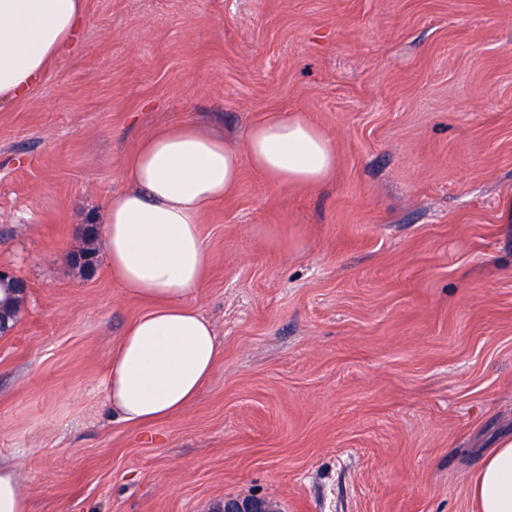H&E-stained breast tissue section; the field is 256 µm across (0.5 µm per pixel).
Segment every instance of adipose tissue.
<instances>
[{
	"label": "adipose tissue",
	"mask_w": 512,
	"mask_h": 512,
	"mask_svg": "<svg viewBox=\"0 0 512 512\" xmlns=\"http://www.w3.org/2000/svg\"><path fill=\"white\" fill-rule=\"evenodd\" d=\"M85 21L84 0H0V105L28 94ZM246 162L271 185L318 187L336 169V149L305 114L273 112L240 142L195 122L158 128L124 164L126 187L105 206L106 263L150 307L127 325L107 369L106 401L120 421L174 417L214 369L222 344L191 302L209 265L201 220ZM470 496L475 512H512V437L484 456Z\"/></svg>",
	"instance_id": "obj_1"
}]
</instances>
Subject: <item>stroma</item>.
Instances as JSON below:
<instances>
[{
  "label": "stroma",
  "mask_w": 512,
  "mask_h": 512,
  "mask_svg": "<svg viewBox=\"0 0 512 512\" xmlns=\"http://www.w3.org/2000/svg\"><path fill=\"white\" fill-rule=\"evenodd\" d=\"M87 25L0 107V464L33 512H473L512 435V0H85ZM305 113L323 186L244 166L204 215L194 305L224 349L196 402L114 421L103 380L147 307L72 254L123 164L186 121ZM219 512H274L278 511L269 501L255 496L225 497Z\"/></svg>",
  "instance_id": "stroma-1"
}]
</instances>
